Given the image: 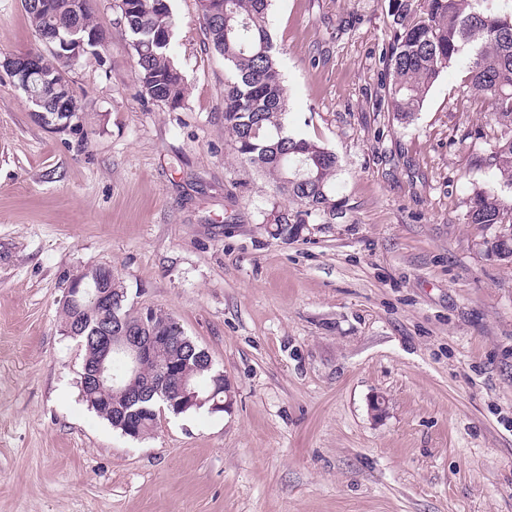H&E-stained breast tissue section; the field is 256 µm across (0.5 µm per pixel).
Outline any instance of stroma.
<instances>
[{
	"label": "stroma",
	"instance_id": "obj_1",
	"mask_svg": "<svg viewBox=\"0 0 512 512\" xmlns=\"http://www.w3.org/2000/svg\"><path fill=\"white\" fill-rule=\"evenodd\" d=\"M89 5L79 130L0 75V512H512V261L465 219L493 125L462 73L399 124L389 0H272L288 129L336 155L343 203L284 242L266 215L297 207L236 156L197 0H170L175 112L140 96L113 0ZM43 48L0 0V52ZM97 265L209 353L225 411L134 440L87 405L61 309Z\"/></svg>",
	"mask_w": 512,
	"mask_h": 512
}]
</instances>
